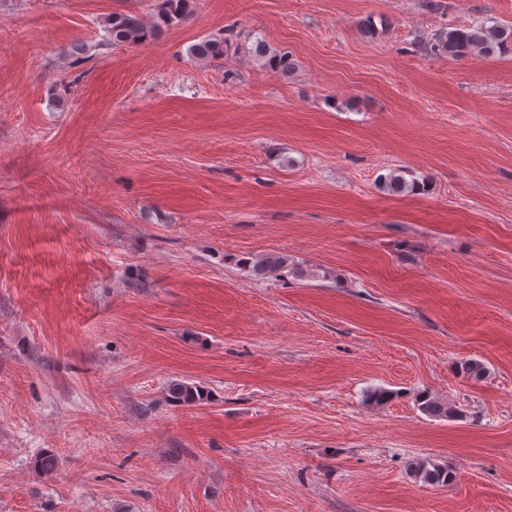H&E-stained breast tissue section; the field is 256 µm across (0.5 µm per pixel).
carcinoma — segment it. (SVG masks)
<instances>
[{
	"label": "carcinoma",
	"mask_w": 512,
	"mask_h": 512,
	"mask_svg": "<svg viewBox=\"0 0 512 512\" xmlns=\"http://www.w3.org/2000/svg\"><path fill=\"white\" fill-rule=\"evenodd\" d=\"M195 2L196 0H155L152 22L149 25L136 14L114 13L104 21L108 42L114 47L143 43L155 37L163 28L179 25L188 20L194 12ZM231 48L232 44L228 39L216 36L193 45L190 53L199 61L211 62L223 58L224 53ZM422 49L432 55L446 56L454 60L506 53L512 51V25L475 22L467 26L448 28L423 42ZM252 54L256 59L283 72L291 68L287 56L270 52L265 42L261 40L254 44ZM381 187L390 194H407L424 189L425 183L415 178L408 180L402 173L394 171L384 177ZM241 264L257 278H281L290 272L297 276L303 275V270L288 264V258L277 253L243 258ZM458 370L474 380L483 379L487 373L482 363L472 359L459 362ZM166 395L168 401L178 405L200 404L208 399V392L203 387L184 380L170 382ZM417 406L428 417L454 416V411L447 403L428 394L418 397ZM409 471L414 477L428 484L446 485L452 479V474L447 468L438 465L431 467L428 461L422 459L412 461L409 464Z\"/></svg>",
	"instance_id": "carcinoma-1"
}]
</instances>
